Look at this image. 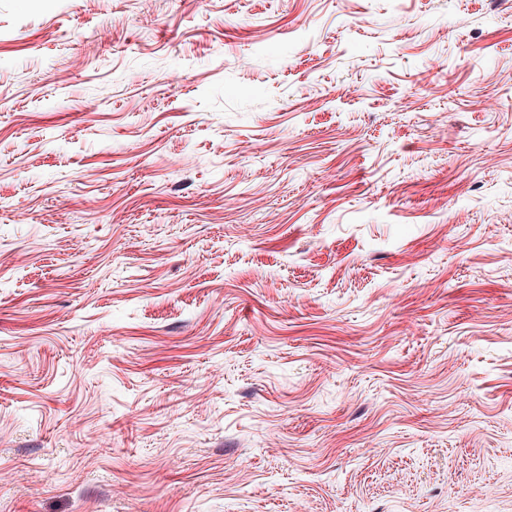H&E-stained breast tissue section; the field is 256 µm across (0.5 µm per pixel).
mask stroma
Segmentation results:
<instances>
[{
	"mask_svg": "<svg viewBox=\"0 0 512 512\" xmlns=\"http://www.w3.org/2000/svg\"><path fill=\"white\" fill-rule=\"evenodd\" d=\"M0 512H512V0H0Z\"/></svg>",
	"mask_w": 512,
	"mask_h": 512,
	"instance_id": "stroma-1",
	"label": "stroma"
}]
</instances>
